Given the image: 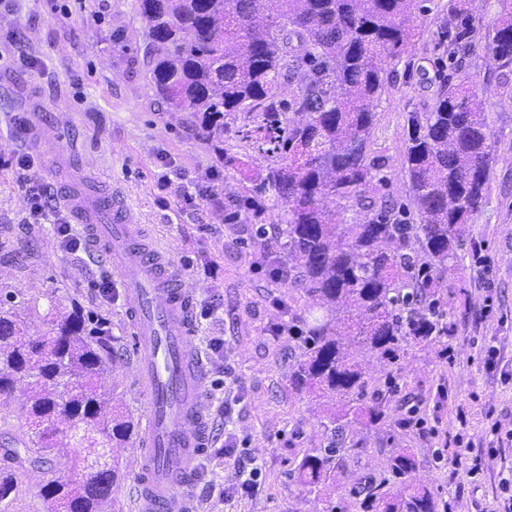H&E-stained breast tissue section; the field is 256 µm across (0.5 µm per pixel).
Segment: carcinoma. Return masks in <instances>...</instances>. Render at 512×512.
<instances>
[{"label":"carcinoma","instance_id":"1","mask_svg":"<svg viewBox=\"0 0 512 512\" xmlns=\"http://www.w3.org/2000/svg\"><path fill=\"white\" fill-rule=\"evenodd\" d=\"M136 2L148 24V72L158 95L192 114L205 141L217 144L232 131L250 143L264 165L240 187L241 201L288 207L285 223L270 230L254 212L252 239L305 298L302 307H288V336L301 346L290 385L341 403L319 418L326 439L303 452L294 473L310 487L334 482L347 475L352 450L363 447L353 425L384 426V393L396 388L390 370L383 387H372L352 349L387 367L413 344L448 350L447 274L483 204L494 159L482 93L472 80L454 81V73L458 55L477 51L512 63V0H502V14L482 38L470 0H448L434 45L448 57L449 74L439 75L433 108L406 117L408 210L380 193L385 165L369 142L373 103L385 89L379 64L412 47V9L426 12L425 0ZM285 81L295 85L288 99ZM22 313L12 294H0V396L26 384L30 430L25 441L0 442V512H9L20 475L58 455L81 471L100 470L78 483L48 481L46 512H101L102 488L120 481L119 450L135 433L100 390L112 346L79 307L48 312L49 330L35 338L23 333ZM389 470L411 493L399 496L388 479L369 481L364 512H437L410 450L393 449Z\"/></svg>","mask_w":512,"mask_h":512}]
</instances>
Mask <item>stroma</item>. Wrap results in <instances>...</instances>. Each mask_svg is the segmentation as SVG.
Instances as JSON below:
<instances>
[{
    "label": "stroma",
    "mask_w": 512,
    "mask_h": 512,
    "mask_svg": "<svg viewBox=\"0 0 512 512\" xmlns=\"http://www.w3.org/2000/svg\"><path fill=\"white\" fill-rule=\"evenodd\" d=\"M447 0H428V12L414 13L420 37L401 58L385 62L386 84L375 101L377 115L370 145L387 166V193L407 204L403 168L404 125L408 111L429 109L439 80L433 34L446 17ZM146 23L135 0H12L0 6V149L27 152L41 140L35 175L47 179L53 158L70 155L83 173L104 176L135 211L149 238L176 263L195 292L193 343L203 348L220 339L224 349L207 361L206 388L212 407L225 394L237 395L227 425L236 440L224 455L223 436L199 460L192 488L201 512H321L326 502L355 504L361 484L389 475L392 449H411L418 476L447 499L453 512H495L501 496L500 473L512 471V443L502 445L492 467L470 478L463 461L467 448L455 441L458 408L468 411L467 434L482 445L489 414L512 418V64L482 55L464 58L461 75L477 82L488 103L486 118L494 141V162L485 202L468 224L467 243L457 270L448 276V310L454 331L448 352L411 347L394 368L398 387L389 398L392 424L357 426L364 446L350 461L352 478L310 488L290 477L303 450L318 447L324 430L310 394L291 388L289 364L298 344L280 327L292 290L277 279L259 250L249 245L251 215L237 190L259 164L248 143L227 134L223 147L240 160L224 168L210 143L198 134L194 117L169 111L156 96L143 62ZM122 40H113V33ZM30 56L23 65L12 44ZM31 122L24 139L12 135L14 115ZM188 173L215 174L218 195L185 204L178 188L160 191L167 165ZM111 269L87 254H70L53 225L28 221L26 197L15 172L0 168V291L26 306L24 331L47 330L48 307L65 312L81 307L99 319L115 351L107 381L115 405L143 421L144 399L130 374L135 357L120 286ZM113 285L102 293V282ZM500 351L496 366L488 347ZM427 417L428 432L401 427L412 409ZM142 450L131 440L122 453V479L102 503L103 512H134L130 487ZM256 459L261 476L249 497H220L239 460ZM69 457L51 469L21 475L15 512H44L40 491L48 480L75 477Z\"/></svg>",
    "instance_id": "stroma-1"
}]
</instances>
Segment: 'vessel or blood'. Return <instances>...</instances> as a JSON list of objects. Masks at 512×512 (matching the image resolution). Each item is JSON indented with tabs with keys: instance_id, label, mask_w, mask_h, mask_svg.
Wrapping results in <instances>:
<instances>
[{
	"instance_id": "1",
	"label": "vessel or blood",
	"mask_w": 512,
	"mask_h": 512,
	"mask_svg": "<svg viewBox=\"0 0 512 512\" xmlns=\"http://www.w3.org/2000/svg\"><path fill=\"white\" fill-rule=\"evenodd\" d=\"M64 201L103 248L130 319L134 375L146 404V454L131 489L135 512H190L185 490L210 435L204 363L190 341L194 293L171 259L142 240L136 216L119 194H102L89 183Z\"/></svg>"
}]
</instances>
